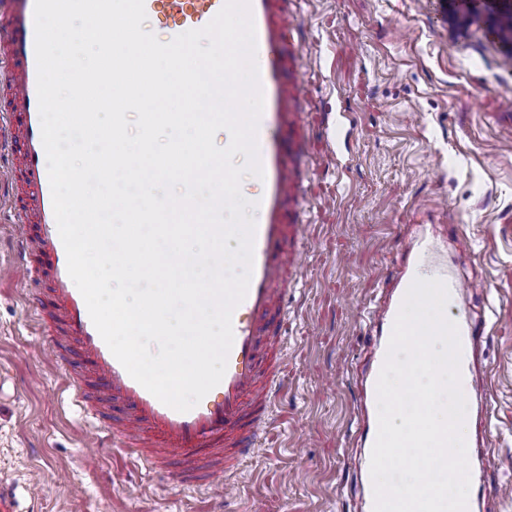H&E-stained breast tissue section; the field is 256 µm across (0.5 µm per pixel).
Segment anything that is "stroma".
Instances as JSON below:
<instances>
[{
    "label": "stroma",
    "mask_w": 512,
    "mask_h": 512,
    "mask_svg": "<svg viewBox=\"0 0 512 512\" xmlns=\"http://www.w3.org/2000/svg\"><path fill=\"white\" fill-rule=\"evenodd\" d=\"M297 2L310 145L328 162L303 184L307 277L270 428L232 476L235 512H355L366 319L419 224L470 284L449 316L487 323L466 398L470 486L489 494L474 512H512V0ZM342 107L353 131L334 155L322 120ZM9 218L0 200V479L39 489L21 499L35 512H212L207 490L160 481L112 441L86 461L95 422L72 401L73 377L41 354Z\"/></svg>",
    "instance_id": "1"
}]
</instances>
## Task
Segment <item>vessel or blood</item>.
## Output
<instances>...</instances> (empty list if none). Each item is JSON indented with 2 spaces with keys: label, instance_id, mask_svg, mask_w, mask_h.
<instances>
[{
  "label": "vessel or blood",
  "instance_id": "obj_1",
  "mask_svg": "<svg viewBox=\"0 0 512 512\" xmlns=\"http://www.w3.org/2000/svg\"><path fill=\"white\" fill-rule=\"evenodd\" d=\"M35 0H0V107L10 116L5 130L11 164L0 172L11 192L16 243L14 270L36 290L48 352L63 367L76 370L79 400L98 432L131 449L162 480L204 484L224 504L232 491L228 475L251 457L269 426L288 355L285 312L294 287L303 279L299 220L301 189L315 163L309 151L305 98L292 82L299 46L292 40L295 0H250L256 30L263 110L257 128L258 157L264 177L253 194L256 224L253 267L244 300L232 316L233 345L221 382L195 407L179 412L135 381L96 330L85 300L73 288L55 219L46 153L41 138L34 29ZM225 0H144L148 17L168 37L206 26ZM438 279L450 298L467 284L446 260L422 250L409 252L389 269L382 316L372 335L390 338L401 303L414 280ZM461 369L472 376L471 357L484 337V323L458 326Z\"/></svg>",
  "mask_w": 512,
  "mask_h": 512
}]
</instances>
